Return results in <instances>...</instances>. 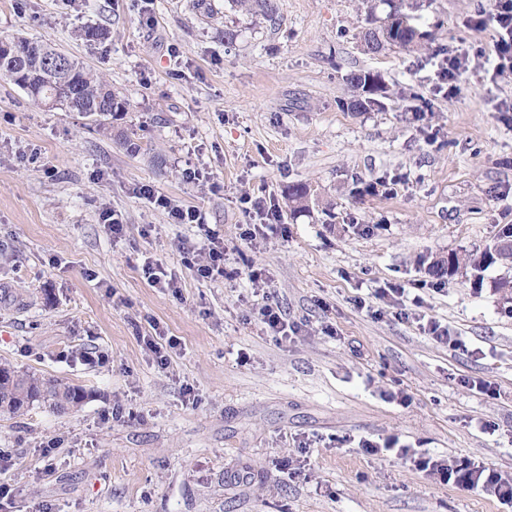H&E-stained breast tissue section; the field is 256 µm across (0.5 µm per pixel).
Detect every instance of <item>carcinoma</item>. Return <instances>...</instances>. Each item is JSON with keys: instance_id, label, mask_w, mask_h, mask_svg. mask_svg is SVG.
<instances>
[{"instance_id": "obj_1", "label": "carcinoma", "mask_w": 512, "mask_h": 512, "mask_svg": "<svg viewBox=\"0 0 512 512\" xmlns=\"http://www.w3.org/2000/svg\"><path fill=\"white\" fill-rule=\"evenodd\" d=\"M367 43L377 50L385 45H399L409 47L417 37L416 29L409 23L408 16L398 6L391 7L382 25L366 34ZM11 53L0 54V74L12 78L17 67V61L36 59L51 46L21 36L9 38ZM59 64L70 73L71 80L55 84L51 88L55 106L69 112H79L87 117L96 113L100 118L94 120L96 125H102V119L108 116L104 112L105 106L112 107L114 112L126 110L127 103L115 94L104 81L92 73L82 61L62 51L54 50ZM288 203L292 211L305 212L309 210L310 191L308 186L297 183L288 186L286 191ZM494 259V254L486 251L481 259L476 260L469 255L461 256L457 253L448 254V260H435L429 266V273L437 278L451 276L460 268H480L486 260ZM0 374L13 375L12 387H0V409L15 414L34 402H47L57 409H67L76 406L84 399L81 388L63 384L54 379H46L34 373L21 372L8 365H0Z\"/></svg>"}]
</instances>
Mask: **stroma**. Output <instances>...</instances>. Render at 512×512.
<instances>
[{
  "mask_svg": "<svg viewBox=\"0 0 512 512\" xmlns=\"http://www.w3.org/2000/svg\"><path fill=\"white\" fill-rule=\"evenodd\" d=\"M274 3L269 18L234 0H0V36L55 45L129 103L97 132L0 79V364L85 395L0 412V512H512L360 450L395 438L512 477V298L495 288L512 265L478 283L425 265L512 226L495 0H406L415 44L377 52L365 0ZM353 70L381 76L383 109H342ZM296 183L313 197L300 214ZM144 185L204 210L232 277L191 269L203 231ZM247 196L276 231L247 238ZM253 270L291 341L262 334ZM392 285L405 295L380 296Z\"/></svg>",
  "mask_w": 512,
  "mask_h": 512,
  "instance_id": "stroma-1",
  "label": "stroma"
}]
</instances>
